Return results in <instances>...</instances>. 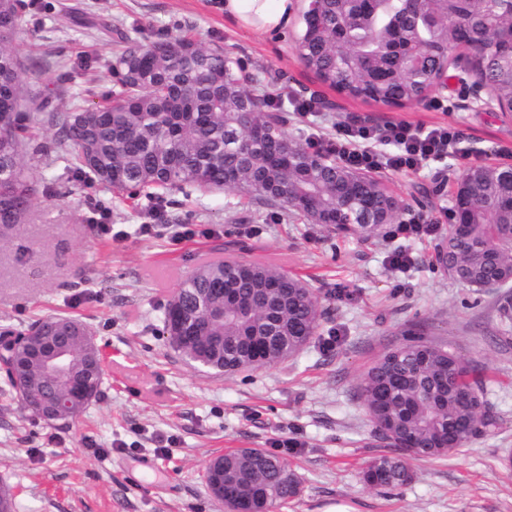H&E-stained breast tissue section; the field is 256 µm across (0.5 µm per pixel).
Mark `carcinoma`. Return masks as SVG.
<instances>
[{
	"label": "carcinoma",
	"instance_id": "carcinoma-1",
	"mask_svg": "<svg viewBox=\"0 0 512 512\" xmlns=\"http://www.w3.org/2000/svg\"><path fill=\"white\" fill-rule=\"evenodd\" d=\"M21 0H0V241L27 223L49 185L26 173L25 157L69 148L66 168L127 196L148 191L224 189L255 196L285 214L366 238L392 234L405 209L377 178L310 150L285 131V100L253 94L241 62L184 37L128 39L112 63L116 89L105 103L53 116L51 141L12 96L22 83L13 47ZM304 66L337 92L388 107L425 100L465 58L474 84L512 105V0H306L297 39ZM509 167L479 165L458 183L437 262L472 288L512 284V179ZM224 292H219V289ZM188 322L163 327L169 346L207 372L234 374L285 360L316 336L321 311L308 283L278 267L244 260L201 265L164 308ZM89 331L52 315L0 332L9 390L28 410L66 383L43 373L21 343ZM74 343L71 370L92 373L101 393L103 357L93 336ZM360 398L375 436L393 448L362 468L377 491L412 480L403 456L437 459L469 446L494 425L470 362L419 341L396 347L365 373ZM228 502L267 512L298 495L300 480L280 455L242 448L224 454Z\"/></svg>",
	"mask_w": 512,
	"mask_h": 512
}]
</instances>
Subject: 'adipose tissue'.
<instances>
[{"instance_id":"adipose-tissue-1","label":"adipose tissue","mask_w":512,"mask_h":512,"mask_svg":"<svg viewBox=\"0 0 512 512\" xmlns=\"http://www.w3.org/2000/svg\"><path fill=\"white\" fill-rule=\"evenodd\" d=\"M297 6L298 0H222L221 9L243 29L273 33L288 27Z\"/></svg>"}]
</instances>
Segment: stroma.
<instances>
[{
	"label": "stroma",
	"instance_id": "obj_1",
	"mask_svg": "<svg viewBox=\"0 0 512 512\" xmlns=\"http://www.w3.org/2000/svg\"><path fill=\"white\" fill-rule=\"evenodd\" d=\"M300 20L276 34L241 29L214 0H26L14 39L24 68L22 95L45 137L49 115L105 102L115 87L107 63L121 36L141 42L187 35L240 60L259 95L313 96L318 113L289 111L286 130L301 140L334 136L365 119L456 127L457 154L411 171H376L410 202L412 215L444 219L466 169L512 166V113L477 107L461 70L421 103L387 107L345 97L299 59ZM52 183L27 224L0 243V329L47 315L82 320L102 346L98 399L70 423L50 424L24 410L0 381V484L12 487L14 512H224L205 484L215 454L236 448L282 450L300 494L274 512H512V326L501 323L500 288L475 290L436 263L441 235L365 239L303 218L274 214L258 198L225 190L130 199L72 177L60 153L27 162ZM181 241H173L174 233ZM412 262L390 267L396 251ZM245 258L307 281L322 317L315 338L281 362L232 375L186 365L163 334V311L202 263ZM469 361L484 387L494 426L448 456L411 461L412 483L381 494L359 471L387 453L372 436L358 391L370 364L416 339ZM173 439L170 454L159 453Z\"/></svg>",
	"mask_w": 512,
	"mask_h": 512
}]
</instances>
